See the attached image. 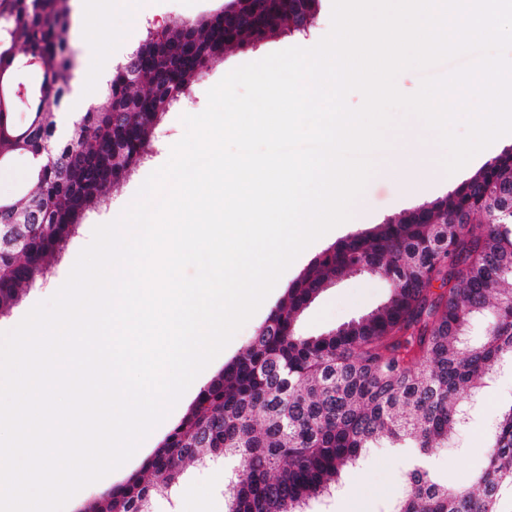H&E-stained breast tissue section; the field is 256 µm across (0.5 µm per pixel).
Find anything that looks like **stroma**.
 I'll return each mask as SVG.
<instances>
[{
    "label": "stroma",
    "mask_w": 512,
    "mask_h": 512,
    "mask_svg": "<svg viewBox=\"0 0 512 512\" xmlns=\"http://www.w3.org/2000/svg\"><path fill=\"white\" fill-rule=\"evenodd\" d=\"M223 3L224 0H127L125 5L113 8L111 15L105 18L72 13L66 39L67 47L77 63L76 81L85 78L82 64L87 54H94L102 64L120 61L138 44L146 27L162 28L199 19L213 14ZM331 10L332 0H322L321 11L307 37L296 40L273 35L254 48L226 50L223 59L213 63L203 78L194 84L189 96L164 115L158 130L159 145L151 160L109 190L108 206L88 213L75 234L51 258L44 278L24 288L18 302L0 314V332L13 329L38 302L48 299L60 288L79 252L90 242L94 227L116 219L134 199L150 173L166 163L171 146L184 134L180 121L182 114L202 112L207 105L208 90L230 70L289 47L314 46L330 29ZM395 133L422 142V162L434 178L428 191L410 197L403 191L401 176L387 180L371 177L349 224L305 249L295 259L279 286L235 334L224 351L207 366L198 378L196 387L184 393L169 416L152 431L125 464L105 476L106 487L126 481L141 469L145 459L188 412L199 387L209 383L226 363L244 349L269 314L285 300L289 285L315 256L343 238L384 223L422 203L445 197L453 187L470 179L487 161L512 149V138L504 137L493 147L476 154L461 170L449 175L439 161L438 144L431 132L413 126L410 118L403 117ZM390 294L391 286L383 277L346 274L321 292L306 308L299 321V331L306 336L326 333L381 307ZM509 403H512V368L505 367L492 382L474 391L466 400L464 416L447 443L426 454L414 448L408 440L397 445L385 441L372 443L355 465L343 470L336 487L310 502L307 512H388L389 504L401 490L404 473L418 465L427 468L440 481L454 485L468 484L472 475L485 464L497 408ZM231 469V463L221 461L207 465L196 462L187 464L181 486L190 489V498L183 499L176 494L155 498L153 512H226L225 487Z\"/></svg>",
    "instance_id": "1"
}]
</instances>
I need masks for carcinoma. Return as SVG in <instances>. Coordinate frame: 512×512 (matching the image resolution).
<instances>
[{"label": "carcinoma", "instance_id": "carcinoma-1", "mask_svg": "<svg viewBox=\"0 0 512 512\" xmlns=\"http://www.w3.org/2000/svg\"><path fill=\"white\" fill-rule=\"evenodd\" d=\"M320 2L227 0L211 17L146 27L112 68L101 101L61 137L57 112L73 79L69 0H0V163L31 161L26 187L0 199V311L41 278L112 184L152 157L163 116L215 59L275 34L307 35ZM20 53L38 61L33 91L14 82ZM349 272L386 278L388 301L325 334H298L303 311ZM509 281L512 152H504L446 197L324 250L142 469L84 512H149L153 496L179 484L187 462L219 457L239 462L228 512H305L380 437H408L425 453L448 442L462 398L512 360ZM479 315L491 317L485 338L464 348L460 337ZM506 489L512 404L496 412L485 466L468 485L411 470L390 512H503Z\"/></svg>", "mask_w": 512, "mask_h": 512}]
</instances>
